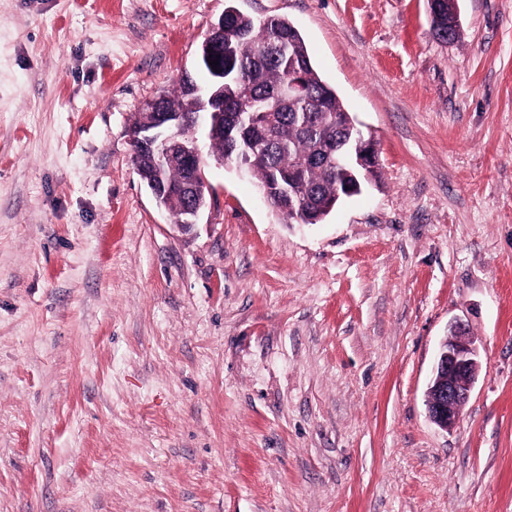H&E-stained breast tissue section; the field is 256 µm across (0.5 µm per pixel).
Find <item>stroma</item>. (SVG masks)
Wrapping results in <instances>:
<instances>
[{
	"instance_id": "obj_1",
	"label": "stroma",
	"mask_w": 512,
	"mask_h": 512,
	"mask_svg": "<svg viewBox=\"0 0 512 512\" xmlns=\"http://www.w3.org/2000/svg\"><path fill=\"white\" fill-rule=\"evenodd\" d=\"M303 33L379 176L291 224L205 151L192 232L136 112L224 0H0V512H512V0H238ZM462 320L483 369L430 422ZM439 14H440V25L439 30L436 32L437 34H440L441 32H446L447 36L449 33L450 42H455L459 38H461L462 34V22L461 25L458 28H449L453 24L452 21H448V14H451L453 12L459 11V3L458 0H439ZM448 21V23H447ZM139 170V176L146 185L150 181H153L149 183V186L147 187L150 190L151 194L153 195L157 206L162 209V199L164 197L174 192L184 193L185 189L187 188V185L184 183L179 185H172L170 183H165L163 181L158 182L157 180L160 173L152 169L146 163H142L141 161H139ZM193 197V198H192ZM207 199V192L202 195L201 191H197L193 196H189L184 194L183 196L177 197H168L163 200V205L167 210L172 211L174 214H177L187 205H190L193 201H197L199 199ZM207 207V203H196L191 204L182 212L181 215L173 216L175 224L179 229L183 232L190 231L196 224Z\"/></svg>"
}]
</instances>
